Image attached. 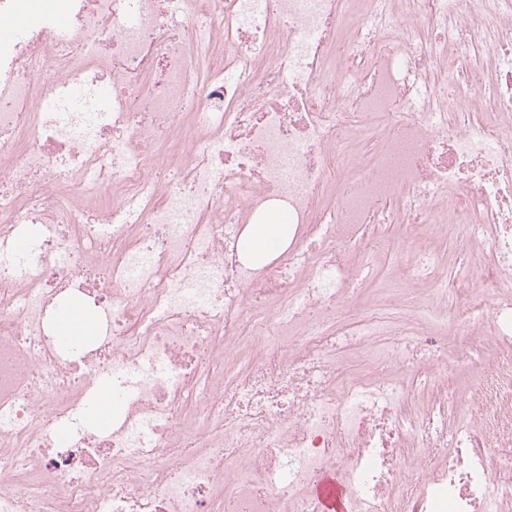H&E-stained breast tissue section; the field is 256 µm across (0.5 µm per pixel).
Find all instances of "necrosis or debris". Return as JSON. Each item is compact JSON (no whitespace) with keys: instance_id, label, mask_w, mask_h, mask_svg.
Instances as JSON below:
<instances>
[{"instance_id":"1","label":"necrosis or debris","mask_w":512,"mask_h":512,"mask_svg":"<svg viewBox=\"0 0 512 512\" xmlns=\"http://www.w3.org/2000/svg\"><path fill=\"white\" fill-rule=\"evenodd\" d=\"M51 13L68 36L0 38V512H320L327 472L350 512H512V291L408 300L441 264L424 224L512 270V0ZM276 216L287 249L251 262ZM74 303L96 334L64 345ZM467 398L483 428H449ZM249 242V255L273 258L276 249L284 250L288 247V235L285 233V224H281L278 232L270 234V224H250L246 229ZM402 229L399 224L393 225L388 230L389 238L392 240V246L389 249H384L378 259L373 264V270L370 277L363 280L360 285L361 292L365 295L377 297L379 288H381L385 279L389 274L400 265L401 262L406 260V256L401 253L400 249L393 247V244H397Z\"/></svg>"}]
</instances>
